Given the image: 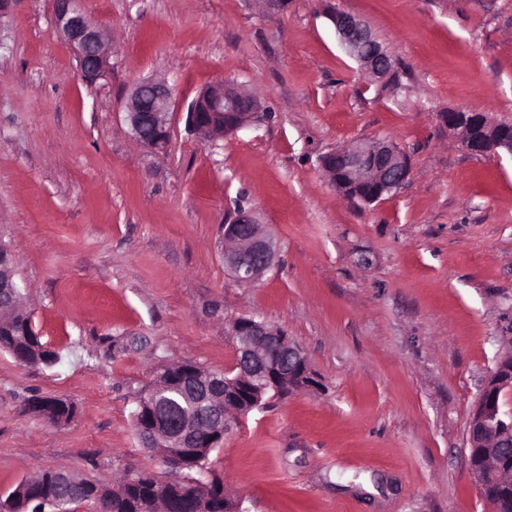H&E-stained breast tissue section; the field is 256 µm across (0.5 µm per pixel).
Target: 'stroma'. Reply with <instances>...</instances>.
I'll list each match as a JSON object with an SVG mask.
<instances>
[{"label": "stroma", "mask_w": 512, "mask_h": 512, "mask_svg": "<svg viewBox=\"0 0 512 512\" xmlns=\"http://www.w3.org/2000/svg\"><path fill=\"white\" fill-rule=\"evenodd\" d=\"M112 75L85 83L52 0H0V235L32 325L61 360L0 349V497L43 470L112 484L165 475L133 426L165 365L222 372L252 317L298 343L319 388L241 418L195 479L241 512H495L468 464L481 384L512 338V155L468 151L442 115L512 121V0H85ZM397 63L368 80L328 8ZM176 100L150 149L123 103L145 79ZM234 79L263 107L217 141L186 128L200 90ZM396 142L406 183L364 205L322 156ZM279 261L246 286L224 268L238 210ZM36 396L75 407L53 424Z\"/></svg>", "instance_id": "1"}]
</instances>
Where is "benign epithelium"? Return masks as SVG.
<instances>
[{
	"label": "benign epithelium",
	"mask_w": 512,
	"mask_h": 512,
	"mask_svg": "<svg viewBox=\"0 0 512 512\" xmlns=\"http://www.w3.org/2000/svg\"><path fill=\"white\" fill-rule=\"evenodd\" d=\"M56 27L76 58L81 75L92 85L112 71V53L103 31L89 18L83 0H54ZM341 47L374 81L388 82L393 60L370 29L349 13L334 8L327 13ZM174 90L164 82L143 81L124 102L125 118L134 137L148 148L163 147L170 136ZM261 103L235 82L204 87L187 113V125L202 137L218 138L215 123L223 121V134L235 133L253 122ZM448 132L463 134V144L474 154L505 151L512 155V126L492 123L483 112L450 109ZM329 182L341 194L373 204L398 190L408 179L409 156L391 141H362L336 148L320 159ZM224 239L240 247L224 251V267L240 284L253 285L277 258V242L267 225L250 212H239L224 225ZM19 305L22 295L14 274V252L0 239V294ZM236 358L227 372H202L197 365L182 366L163 386L190 404V415L180 420L161 418L154 406L143 404L133 414L136 434L145 448H162V464L177 474L200 462V450L216 448L233 425L231 416H245L263 405L265 396L281 397L290 391L318 384L299 345L282 330L252 318H240L232 327ZM512 391V349L506 351L485 377L469 422L467 443L471 475L479 489L489 486L485 461L512 468V433L503 427L500 398ZM81 476L71 470L56 474L54 498L65 500ZM230 504L223 494L206 487L195 496V512H222Z\"/></svg>",
	"instance_id": "1"
}]
</instances>
